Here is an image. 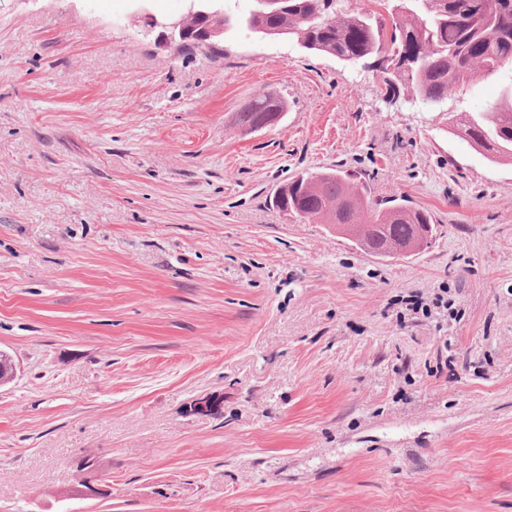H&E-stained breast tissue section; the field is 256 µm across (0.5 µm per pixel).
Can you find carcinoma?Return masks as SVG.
<instances>
[{
    "label": "carcinoma",
    "instance_id": "obj_1",
    "mask_svg": "<svg viewBox=\"0 0 512 512\" xmlns=\"http://www.w3.org/2000/svg\"><path fill=\"white\" fill-rule=\"evenodd\" d=\"M477 20L479 0H373L374 10L332 9L325 0H284L269 13L260 0L245 16L224 13L201 25H241L263 37L286 38L316 55L335 57L379 74L386 90L400 85L415 99L442 105L460 84L489 78L512 65V0ZM287 102L274 92L261 93L236 113L247 132ZM451 133L494 164L512 162V86L500 101L477 112L448 115ZM276 206L300 220L328 224L360 251L379 258H410L418 246L431 247L435 225L424 211L398 199L383 203L351 185L342 170L311 181L301 175L280 186Z\"/></svg>",
    "mask_w": 512,
    "mask_h": 512
}]
</instances>
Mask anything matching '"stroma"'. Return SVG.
Segmentation results:
<instances>
[{"instance_id": "stroma-1", "label": "stroma", "mask_w": 512, "mask_h": 512, "mask_svg": "<svg viewBox=\"0 0 512 512\" xmlns=\"http://www.w3.org/2000/svg\"><path fill=\"white\" fill-rule=\"evenodd\" d=\"M136 9L0 0V512H512V165L448 130L512 73L433 108L244 27L182 53ZM267 89L286 114L243 132ZM333 167L431 247L272 205Z\"/></svg>"}]
</instances>
